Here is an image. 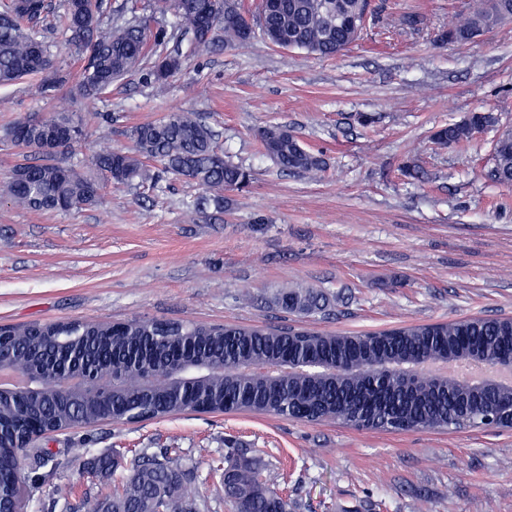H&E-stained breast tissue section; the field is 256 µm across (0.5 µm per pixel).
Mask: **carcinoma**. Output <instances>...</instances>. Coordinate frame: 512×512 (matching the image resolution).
Here are the masks:
<instances>
[{"label":"carcinoma","mask_w":512,"mask_h":512,"mask_svg":"<svg viewBox=\"0 0 512 512\" xmlns=\"http://www.w3.org/2000/svg\"><path fill=\"white\" fill-rule=\"evenodd\" d=\"M197 0H154V8L172 17L170 28L151 34L145 23L133 19L102 25L101 4L95 0H63L57 23L69 33L68 45L86 59L79 91L99 96L124 76L141 71L145 79L165 84L179 73L198 48L240 46L251 37L245 23L251 21L276 46L321 57L342 54L360 36L361 28L350 25L364 10V0H276L268 11L258 3L249 15L240 0H217L220 14L210 21L200 13ZM54 12L51 0H9L0 12V87L25 78L40 80L44 91L58 87L60 77L53 54L37 26ZM512 20V0H479L460 23L438 35L445 43L468 42ZM208 24V37L193 39L189 51L166 52L168 30L194 34ZM488 112H473L463 121L442 127L434 139L445 148L468 141L493 123ZM86 124L73 112L55 111L41 119L23 118L4 130V136L26 151L24 162L0 180V200L17 207L45 211H71L95 205L101 181L129 184L159 183L161 171L199 185L224 202L226 190H242L253 180L252 172L224 159L215 145L211 128L192 112H170L161 119L133 127L131 152L103 150L95 154L97 175L79 172L76 165L59 156L69 153L85 137ZM262 146L284 172L312 173L324 166L323 159L305 148L298 136L283 125L260 130ZM494 180L512 185V135L497 139ZM281 308L311 312L317 296L290 289L281 294ZM114 330L105 321H75L46 324L0 325V337L25 355L60 365L80 361L88 366L104 364L119 356L138 355L162 363L176 345L192 349L202 359L224 364V374L193 388L168 384L158 374L151 390L133 389L110 402L73 397L59 401L49 394L37 403H21L0 416V480L18 484L20 490L38 485L46 476L38 473L43 461L56 458L55 467L67 468L80 456V449L53 453L42 447L41 432L63 430L78 434L97 420L112 417L121 424L161 419L192 412L199 407L224 408V412L288 417L298 396H306L304 413L334 415L352 426L368 419L385 431L444 428L469 412L482 421L488 415L487 396L466 383L441 387L420 382L417 393L408 395L392 382L380 378L386 365L426 356L446 358L469 348L498 357L512 353V322L502 318L471 317L453 322L390 328L369 333H322L288 331L270 326L205 325L171 320L130 319ZM315 358L326 365L345 362L352 372L344 378L300 379L284 376L268 379L250 370L265 360ZM37 427L31 439L28 470L17 473L14 440L17 423ZM174 448H130L112 461V512H211L209 501L181 487V472ZM209 478L224 486L234 512H296L297 502L271 489L270 476H261L256 461L242 455L213 458ZM105 501L88 494L78 497L72 512H102Z\"/></svg>","instance_id":"1"}]
</instances>
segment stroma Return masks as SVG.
<instances>
[{
  "mask_svg": "<svg viewBox=\"0 0 512 512\" xmlns=\"http://www.w3.org/2000/svg\"><path fill=\"white\" fill-rule=\"evenodd\" d=\"M474 3L370 0L360 39L338 57L258 37L198 51L162 87L130 74L100 99L79 93L83 63L45 21L67 81L48 95L35 79L0 88V178L23 160L5 128L63 109L87 121L69 157L84 173L94 152L128 149L131 127L179 111L254 180L220 210H195L201 188L171 177L107 185L97 205L68 213L0 203V325L140 317L361 333L512 316V186L491 176L495 141L512 130V22L469 44L436 42ZM472 112L495 122L455 149L433 141ZM270 124L292 128L323 170L283 172L258 137ZM287 287L321 292L324 310L279 309ZM230 442L268 468L287 462L298 512H512V430L387 433L251 413L55 435L48 448L82 454L32 487L29 512L51 499L68 512L76 483L104 497L103 461L163 446L180 449L183 485L228 512L207 470Z\"/></svg>",
  "mask_w": 512,
  "mask_h": 512,
  "instance_id": "obj_1",
  "label": "stroma"
}]
</instances>
